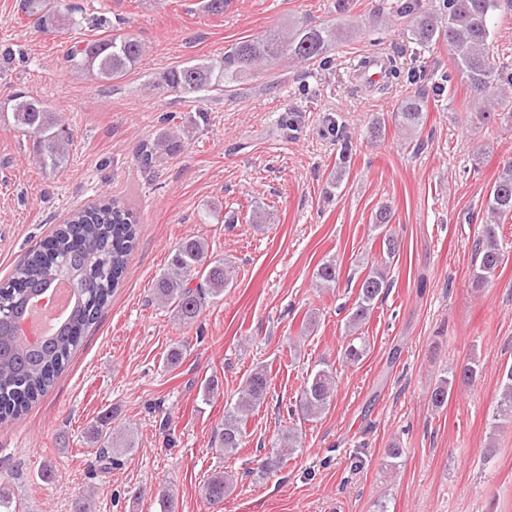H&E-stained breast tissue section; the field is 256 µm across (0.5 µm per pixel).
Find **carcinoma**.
I'll return each instance as SVG.
<instances>
[{"label":"carcinoma","mask_w":512,"mask_h":512,"mask_svg":"<svg viewBox=\"0 0 512 512\" xmlns=\"http://www.w3.org/2000/svg\"><path fill=\"white\" fill-rule=\"evenodd\" d=\"M500 8V0H442L438 6L434 0H402L395 6L396 15L407 24L410 39L424 47L440 42L450 47L456 74L465 79L481 104L475 116L482 123L495 119V108L508 102L503 84H512V73L502 75L488 47L493 20ZM22 11L35 18L44 30L66 25V17L50 6V0H22ZM340 40L338 30L309 24L287 32L274 30L261 39L240 41L221 56L170 68L160 73L153 84L187 95L222 92L230 84L258 77L262 66L283 58L307 68L325 58ZM145 53V45L137 38L108 34L74 45L66 62L91 80L114 82L135 68ZM424 109L425 103L418 95L401 103L394 120L402 133L410 137L423 126ZM6 110L11 112L17 129L34 136V149L42 168L54 172L66 165L72 134L59 113L41 100L22 94L11 99ZM180 146L179 130L168 128L157 138L142 142L136 159L140 167L148 169L160 155ZM349 151L350 144L342 141L336 170L328 177L326 192L340 186ZM509 215L512 216L511 160L498 171L474 241L478 264L473 275L478 285L491 279L502 264L504 254L498 229ZM390 219L386 207L374 217L375 227L384 229L383 257L380 265L371 267L359 278L357 297L346 316V329L352 334L367 323L378 300L391 286L387 269L400 244L397 235L387 229ZM137 224L134 211L114 200L78 210L59 225L41 249L18 264L12 277L0 287V422L19 416L48 392L74 348L97 322L127 269ZM340 272L341 265L333 256L317 267L315 279L321 288H334ZM59 278L73 283L71 311L66 323L54 334L32 343L23 337L21 322L25 309ZM233 279L232 266L214 256L205 240L189 236L174 249L167 272L158 279L154 293L161 306L173 309L183 322L191 323L199 316L206 299L223 295ZM369 348L362 337L357 342L352 340L344 350L342 361L355 364ZM478 374L474 362L448 368V376L439 379L432 388L431 404L437 408L444 406L455 384H469ZM270 381L265 366L255 367L235 402L224 407V419L217 432L220 452L229 456L242 447L246 421L264 403ZM335 392L336 373L324 362L304 382L298 411L306 420L320 417L329 410ZM495 419H512V367L501 382ZM92 439L99 444L92 455L102 470L121 465L133 448L127 436L115 435L105 425L96 429ZM296 443L294 433L289 430L281 433L277 446L261 463V471L267 474L277 471L293 453ZM228 490L224 472L219 471L206 481L203 495L210 503L218 504L224 501Z\"/></svg>","instance_id":"1"}]
</instances>
